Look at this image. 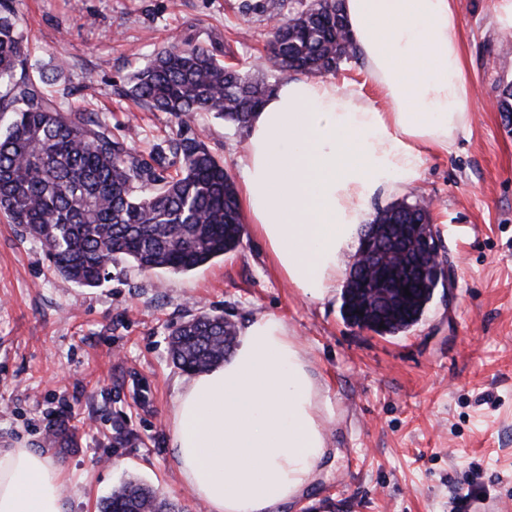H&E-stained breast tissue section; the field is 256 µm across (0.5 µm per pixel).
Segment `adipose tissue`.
Returning a JSON list of instances; mask_svg holds the SVG:
<instances>
[{
	"label": "adipose tissue",
	"instance_id": "obj_1",
	"mask_svg": "<svg viewBox=\"0 0 512 512\" xmlns=\"http://www.w3.org/2000/svg\"><path fill=\"white\" fill-rule=\"evenodd\" d=\"M350 34L391 105L321 76H295L253 114L239 202L278 276L331 298L354 248L366 194L449 151L474 89L455 0H343ZM333 416L303 346L278 315L239 330L224 361L186 378L168 409L180 478L207 512H284L310 486ZM64 469L0 448V512H64Z\"/></svg>",
	"mask_w": 512,
	"mask_h": 512
}]
</instances>
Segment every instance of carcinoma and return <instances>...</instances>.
Returning a JSON list of instances; mask_svg holds the SVG:
<instances>
[{
    "label": "carcinoma",
    "instance_id": "obj_1",
    "mask_svg": "<svg viewBox=\"0 0 512 512\" xmlns=\"http://www.w3.org/2000/svg\"><path fill=\"white\" fill-rule=\"evenodd\" d=\"M342 0H262L246 10L272 22L267 54L252 71L227 64L192 43L161 47L129 78L122 95L150 112H167L188 126L212 113L236 130L274 90L270 79L290 72L322 74L358 58ZM65 71L32 62L13 11L0 9V215L21 226L50 255L56 271L86 288L110 275L117 257L141 270L184 273L235 250L241 242L237 190L200 136L135 151L112 132L109 121L68 103V88L53 89ZM431 211L419 203H395L373 223L390 225L382 238H398V224H422ZM433 268L417 279L400 317L385 314V334L415 324L431 302ZM357 289L345 286L341 310L361 322ZM172 335L173 362L186 374L224 361L237 338L236 325L201 313ZM99 512H178L152 487L128 481L99 503Z\"/></svg>",
    "mask_w": 512,
    "mask_h": 512
}]
</instances>
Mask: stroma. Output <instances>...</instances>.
Segmentation results:
<instances>
[{
    "label": "stroma",
    "instance_id": "stroma-1",
    "mask_svg": "<svg viewBox=\"0 0 512 512\" xmlns=\"http://www.w3.org/2000/svg\"><path fill=\"white\" fill-rule=\"evenodd\" d=\"M247 0H5L32 60H65L70 104L92 108L136 150L183 128L120 91L163 44L192 38L247 67L267 52L266 21ZM473 118L451 153L428 152L397 191L376 192L364 219L406 200L436 199L433 230L452 270L417 324L395 335L359 328L341 297H304L272 272L251 235L188 273L119 259L96 288L58 274L41 243L0 218V447L48 452L68 479L66 512H98L136 479L204 512L182 484L167 410L184 377L171 332L202 312L236 324L275 313L308 351L335 418L316 482L288 512H492L512 506V127L498 111L512 80V37L496 0H457ZM200 126L232 179L243 133ZM64 426L71 442L48 448ZM131 439L116 443V430Z\"/></svg>",
    "mask_w": 512,
    "mask_h": 512
}]
</instances>
